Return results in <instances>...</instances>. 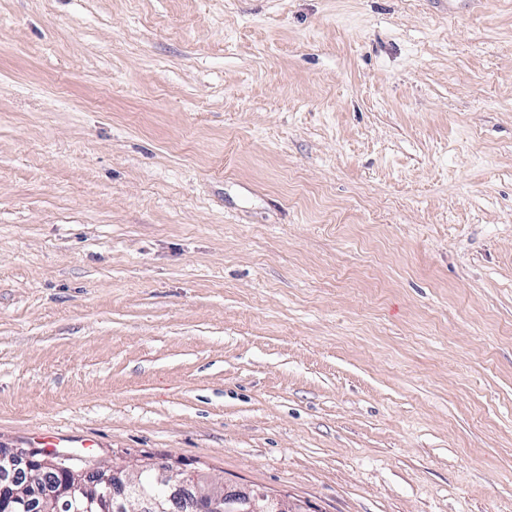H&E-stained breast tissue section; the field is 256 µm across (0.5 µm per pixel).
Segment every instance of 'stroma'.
<instances>
[{
	"mask_svg": "<svg viewBox=\"0 0 512 512\" xmlns=\"http://www.w3.org/2000/svg\"><path fill=\"white\" fill-rule=\"evenodd\" d=\"M308 512H512V0H0V446ZM150 468H154L156 480L164 486L165 490L174 485H197V481L192 474L181 468L176 462L161 466L155 465L153 462L143 461L139 465L138 473Z\"/></svg>",
	"mask_w": 512,
	"mask_h": 512,
	"instance_id": "stroma-1",
	"label": "stroma"
}]
</instances>
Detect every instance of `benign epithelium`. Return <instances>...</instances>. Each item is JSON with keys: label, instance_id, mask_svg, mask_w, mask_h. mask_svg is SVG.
<instances>
[{"label": "benign epithelium", "instance_id": "1", "mask_svg": "<svg viewBox=\"0 0 512 512\" xmlns=\"http://www.w3.org/2000/svg\"><path fill=\"white\" fill-rule=\"evenodd\" d=\"M154 469L156 480L171 488L175 485H195L192 474L177 463L163 466L143 461L138 471ZM68 471L63 482L44 485L37 476L42 471ZM136 502L142 512H179L178 499L165 494L147 496L138 490L126 466L114 462L110 466L72 467L64 459L38 448H0V512H15L39 504L40 512H66L79 504L84 512H128ZM198 512H300L295 502L254 490L230 489L227 485L199 490Z\"/></svg>", "mask_w": 512, "mask_h": 512}]
</instances>
